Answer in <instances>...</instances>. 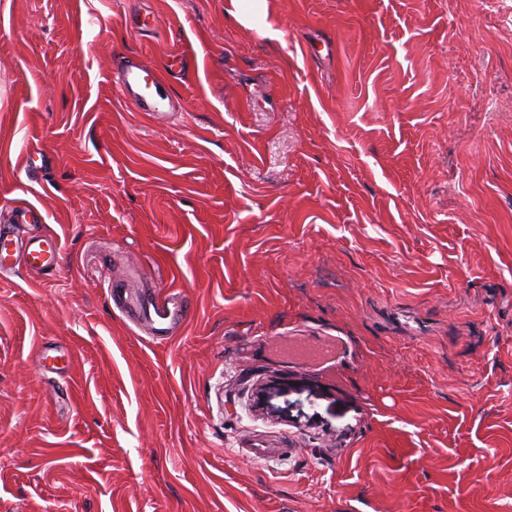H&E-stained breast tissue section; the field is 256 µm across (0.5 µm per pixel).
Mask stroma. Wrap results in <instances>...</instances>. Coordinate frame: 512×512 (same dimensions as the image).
I'll use <instances>...</instances> for the list:
<instances>
[{
	"instance_id": "1",
	"label": "stroma",
	"mask_w": 512,
	"mask_h": 512,
	"mask_svg": "<svg viewBox=\"0 0 512 512\" xmlns=\"http://www.w3.org/2000/svg\"><path fill=\"white\" fill-rule=\"evenodd\" d=\"M232 9L0 0V224L63 246L0 275V512H512V0ZM233 17L246 28L263 32L266 27L267 0H232ZM113 80L120 98L134 105L139 112L165 116L181 109L180 100L163 93L158 81L144 65L119 61ZM126 291L119 283L109 287V300L116 305L125 318L134 325L142 319L149 321L157 338H170L185 322L187 314L176 304L171 294L155 291L146 302L135 303L125 298Z\"/></svg>"
}]
</instances>
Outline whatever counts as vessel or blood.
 I'll use <instances>...</instances> for the list:
<instances>
[{
  "instance_id": "vessel-or-blood-1",
  "label": "vessel or blood",
  "mask_w": 512,
  "mask_h": 512,
  "mask_svg": "<svg viewBox=\"0 0 512 512\" xmlns=\"http://www.w3.org/2000/svg\"><path fill=\"white\" fill-rule=\"evenodd\" d=\"M114 83L124 102L130 103L138 111L152 116H163L179 111L178 98L162 92L158 81L149 69L137 63L118 64L114 72ZM44 218L35 207H27L17 216L16 224H40ZM16 224H0V273L13 270L17 263H25L35 271L56 268L62 244L50 233L18 240ZM108 297L131 323L149 321L156 337L169 338L185 322L187 314L181 305L176 304L172 295L157 291L143 302H133L126 297L120 284H112Z\"/></svg>"
}]
</instances>
